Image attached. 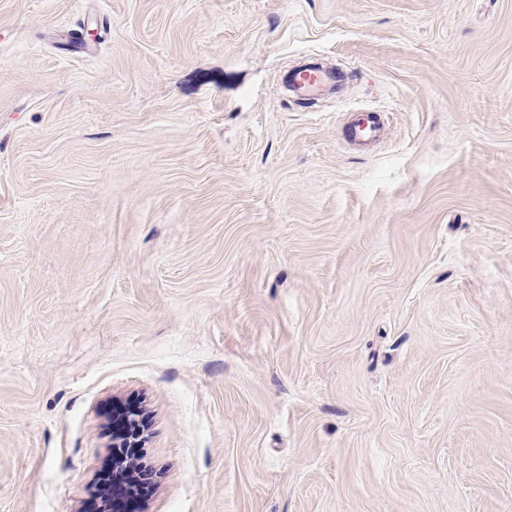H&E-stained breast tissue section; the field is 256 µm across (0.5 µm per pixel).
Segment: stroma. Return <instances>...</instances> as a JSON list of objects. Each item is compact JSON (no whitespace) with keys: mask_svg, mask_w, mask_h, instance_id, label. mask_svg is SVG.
<instances>
[{"mask_svg":"<svg viewBox=\"0 0 512 512\" xmlns=\"http://www.w3.org/2000/svg\"><path fill=\"white\" fill-rule=\"evenodd\" d=\"M133 407L134 512H512V0H0V512ZM326 75L319 69H309L298 77L297 91L303 97H316L326 83Z\"/></svg>","mask_w":512,"mask_h":512,"instance_id":"1","label":"stroma"}]
</instances>
